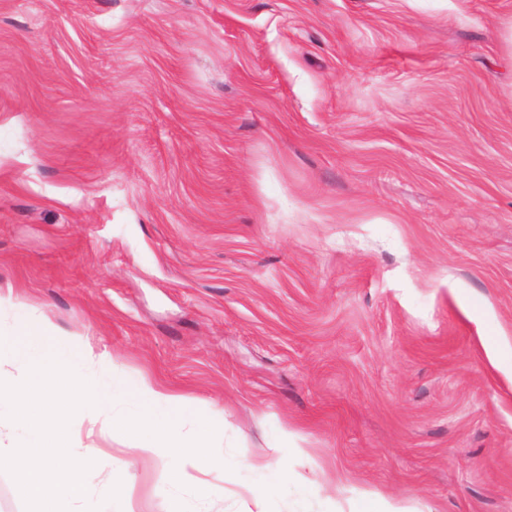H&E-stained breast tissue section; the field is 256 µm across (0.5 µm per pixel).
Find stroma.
Returning a JSON list of instances; mask_svg holds the SVG:
<instances>
[{
  "label": "stroma",
  "instance_id": "obj_1",
  "mask_svg": "<svg viewBox=\"0 0 512 512\" xmlns=\"http://www.w3.org/2000/svg\"><path fill=\"white\" fill-rule=\"evenodd\" d=\"M512 0H0L21 303L224 425L72 512H512ZM298 482L243 460L279 438ZM356 512H406L407 510L395 502L386 500L375 492H366L362 497L359 510Z\"/></svg>",
  "mask_w": 512,
  "mask_h": 512
}]
</instances>
